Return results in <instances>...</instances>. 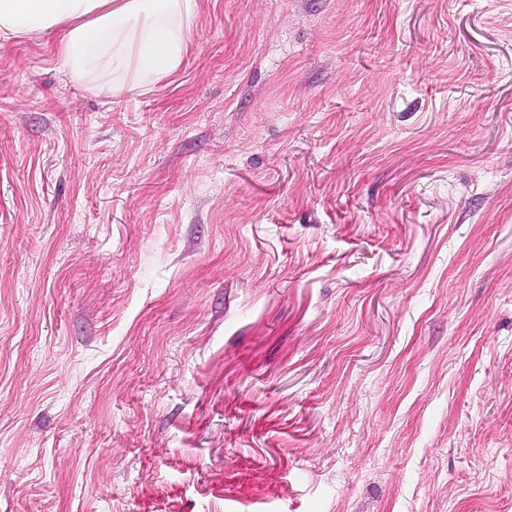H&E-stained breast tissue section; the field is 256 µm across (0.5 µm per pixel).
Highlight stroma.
Instances as JSON below:
<instances>
[{"label":"stroma","mask_w":512,"mask_h":512,"mask_svg":"<svg viewBox=\"0 0 512 512\" xmlns=\"http://www.w3.org/2000/svg\"><path fill=\"white\" fill-rule=\"evenodd\" d=\"M0 38V512H512V0H197L178 71Z\"/></svg>","instance_id":"35a3bbf8"}]
</instances>
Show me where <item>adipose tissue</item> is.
<instances>
[{"label": "adipose tissue", "mask_w": 512, "mask_h": 512, "mask_svg": "<svg viewBox=\"0 0 512 512\" xmlns=\"http://www.w3.org/2000/svg\"><path fill=\"white\" fill-rule=\"evenodd\" d=\"M197 0H0V35L65 33L58 55L70 75L91 81L93 64L116 66L124 81L113 93L143 77L161 78L181 66Z\"/></svg>", "instance_id": "1"}]
</instances>
